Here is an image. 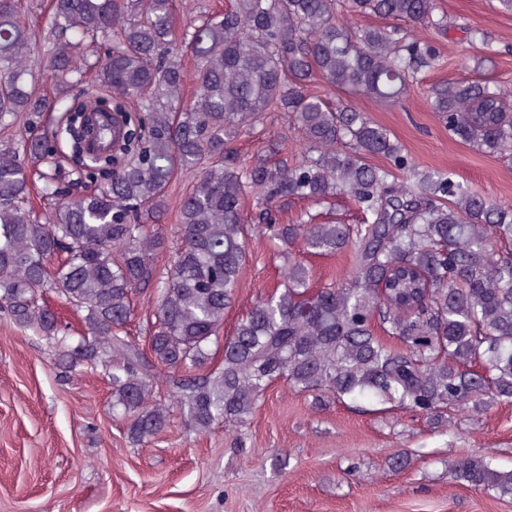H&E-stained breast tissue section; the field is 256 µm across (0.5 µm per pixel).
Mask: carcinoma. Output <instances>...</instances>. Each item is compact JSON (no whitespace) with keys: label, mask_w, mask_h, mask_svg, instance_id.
<instances>
[{"label":"carcinoma","mask_w":512,"mask_h":512,"mask_svg":"<svg viewBox=\"0 0 512 512\" xmlns=\"http://www.w3.org/2000/svg\"><path fill=\"white\" fill-rule=\"evenodd\" d=\"M173 0H50L55 27L72 40L47 53L58 88L34 80L41 65L23 0H0V308L16 325L56 342L71 367L112 362V407L140 444L163 431L169 395L198 432L246 420L270 385L338 400L409 409L446 425L459 412L512 402V205L472 191L448 173L419 172L401 145L348 101L329 103L314 75L388 102L433 67L437 50L409 28L448 29L438 0H233L191 19L183 35L196 62L197 99L183 103L186 72L172 24ZM388 26L339 23L342 7ZM112 100L124 134L101 154L81 152L73 113ZM431 106L448 133L478 150L512 156V92L476 80L438 84ZM63 122L41 129L44 113ZM284 112L303 139L301 161L279 141L252 163L232 143ZM381 156L390 163L368 162ZM409 173L397 181L392 169ZM98 174L105 184L73 194ZM178 192L180 244L154 222ZM48 210L29 206L33 179ZM349 196L363 217L276 224L279 200L316 204ZM284 243L312 253L352 248L348 279L310 291V270L291 260L281 290L220 337L253 229L245 199ZM155 289L148 351L125 334L137 290ZM83 313L87 334L60 335L45 290ZM380 326L400 343L377 336ZM219 365L204 372L217 352ZM482 491L512 495V471L480 457L453 462Z\"/></svg>","instance_id":"carcinoma-1"}]
</instances>
